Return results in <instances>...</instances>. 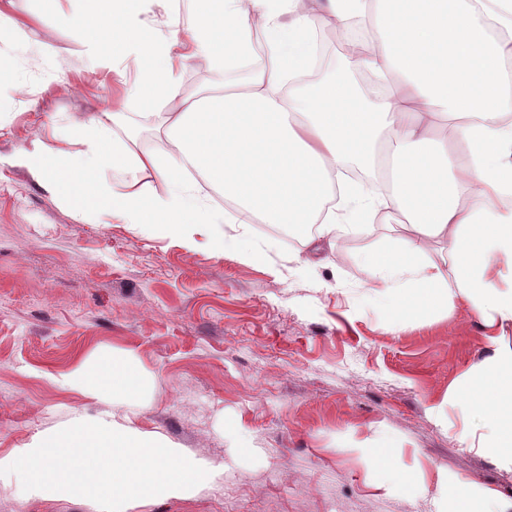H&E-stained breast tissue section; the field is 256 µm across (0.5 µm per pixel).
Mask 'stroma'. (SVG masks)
Returning a JSON list of instances; mask_svg holds the SVG:
<instances>
[{
	"label": "stroma",
	"mask_w": 512,
	"mask_h": 512,
	"mask_svg": "<svg viewBox=\"0 0 512 512\" xmlns=\"http://www.w3.org/2000/svg\"><path fill=\"white\" fill-rule=\"evenodd\" d=\"M42 27L48 48L0 52L22 85L0 86V455L111 409L220 470L131 512H453L461 480L475 512H512V469L457 440L474 419L449 393L491 353L474 311L459 301L395 323L372 290L368 257L396 243L400 217L320 242V265L306 264L305 236L253 223L223 227L263 246L243 263L149 225L76 218L11 164L33 138L57 147L54 127L118 109L114 139L168 144L130 97L134 69L116 82L54 20ZM115 354L142 375L136 403L63 383L79 361ZM379 447L409 484L387 483L367 456ZM0 512L96 509L0 483Z\"/></svg>",
	"instance_id": "stroma-1"
}]
</instances>
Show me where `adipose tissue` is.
<instances>
[{
  "mask_svg": "<svg viewBox=\"0 0 512 512\" xmlns=\"http://www.w3.org/2000/svg\"><path fill=\"white\" fill-rule=\"evenodd\" d=\"M168 0H39L85 48L92 66L132 62L133 97L151 112L172 148L136 153L109 137L119 112L73 124L78 151H47L33 139L16 162L76 216L111 210L126 224H152L188 246L238 260H261L248 233L226 238L229 219L304 231L335 240L354 223L405 217L398 246L372 259L391 321L469 302L493 354L454 389L477 425L460 442L512 463V0H193V23L169 13L166 32L146 19ZM366 24L376 51L349 56L344 71L319 84L304 75L327 23ZM207 61L210 90L184 96L176 60ZM371 73L389 94L368 98L349 77ZM453 122L454 155L433 139L436 116ZM358 162L385 181L381 195L340 184ZM154 171L156 192L138 175ZM197 172L224 194L208 205L188 182ZM447 248L432 259L433 244ZM91 395L133 400L141 379L131 364L79 367L64 379Z\"/></svg>",
  "mask_w": 512,
  "mask_h": 512,
  "instance_id": "adipose-tissue-1",
  "label": "adipose tissue"
}]
</instances>
